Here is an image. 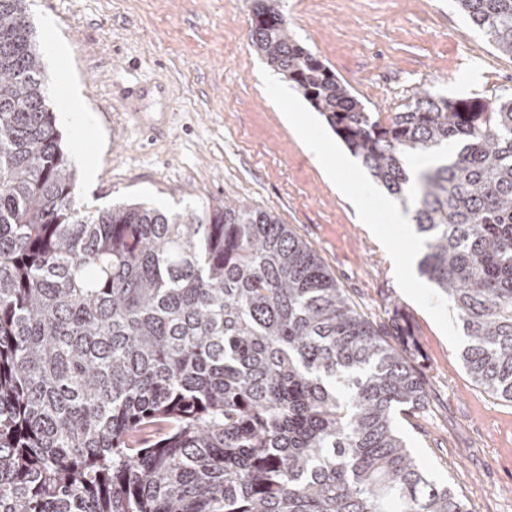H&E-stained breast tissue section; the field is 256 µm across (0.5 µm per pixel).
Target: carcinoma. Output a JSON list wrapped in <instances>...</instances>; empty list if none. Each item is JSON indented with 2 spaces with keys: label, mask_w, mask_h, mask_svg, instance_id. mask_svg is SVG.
<instances>
[{
  "label": "carcinoma",
  "mask_w": 512,
  "mask_h": 512,
  "mask_svg": "<svg viewBox=\"0 0 512 512\" xmlns=\"http://www.w3.org/2000/svg\"><path fill=\"white\" fill-rule=\"evenodd\" d=\"M454 2L512 57V0ZM250 39L412 197L463 364L512 402V95L383 119L278 0H254ZM46 98L26 0H0V512H468L396 425L425 402L399 327L359 314L269 210L81 211Z\"/></svg>",
  "instance_id": "carcinoma-1"
}]
</instances>
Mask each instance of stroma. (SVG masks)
Instances as JSON below:
<instances>
[{"mask_svg":"<svg viewBox=\"0 0 512 512\" xmlns=\"http://www.w3.org/2000/svg\"><path fill=\"white\" fill-rule=\"evenodd\" d=\"M35 38L68 159L76 204L105 209L138 200L164 209L242 201L275 213L321 259L355 308L380 326L400 322L427 403L398 416L422 469L450 485L470 512H512V403L478 387L460 353L467 339L453 305L422 275L401 287L391 256L418 267L424 240L390 224L381 198L369 217L352 203L370 171L362 159L343 179L324 167L350 151L298 90L274 101V69L252 47L253 0H29ZM292 37L316 54L371 112H397L419 96L512 95V59L496 53L453 0H279ZM139 79L159 90L144 115L163 112L150 136L118 88ZM87 107L64 108L66 89ZM333 140L313 160L298 121ZM93 176H86V165Z\"/></svg>","mask_w":512,"mask_h":512,"instance_id":"obj_1","label":"stroma"}]
</instances>
